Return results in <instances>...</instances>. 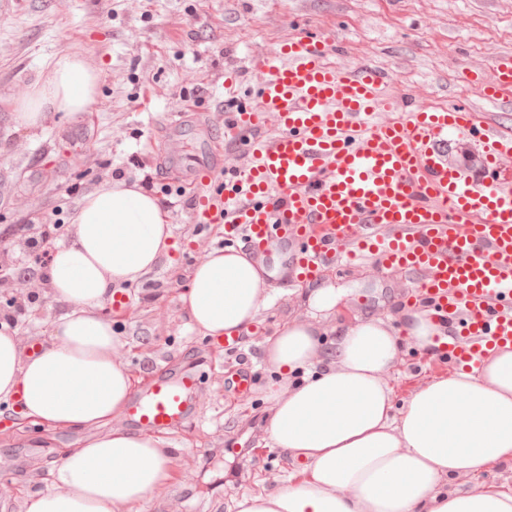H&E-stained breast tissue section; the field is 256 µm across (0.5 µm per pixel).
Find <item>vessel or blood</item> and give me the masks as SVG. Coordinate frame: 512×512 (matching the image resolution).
I'll return each instance as SVG.
<instances>
[{
	"mask_svg": "<svg viewBox=\"0 0 512 512\" xmlns=\"http://www.w3.org/2000/svg\"><path fill=\"white\" fill-rule=\"evenodd\" d=\"M333 42L289 38L255 56L260 106L228 113L222 132L198 121L197 155L175 135L160 142L188 186L216 179L193 219L220 224L234 240L245 229L255 262L282 258L269 284L316 277L341 258L376 255L411 273L404 301L424 302L450 319L437 343L456 363L477 364L512 345V129L453 104L416 105L409 90L387 93L393 78L371 65L338 69ZM484 93L512 109V53H493ZM277 127L267 138L264 128ZM253 132L246 168L211 173L223 141ZM473 141L481 165L448 162V138ZM192 372L147 382L129 400L125 423L160 433L195 409Z\"/></svg>",
	"mask_w": 512,
	"mask_h": 512,
	"instance_id": "1",
	"label": "vessel or blood"
}]
</instances>
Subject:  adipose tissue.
Here are the masks:
<instances>
[{
	"instance_id": "ef3b65f1",
	"label": "adipose tissue",
	"mask_w": 512,
	"mask_h": 512,
	"mask_svg": "<svg viewBox=\"0 0 512 512\" xmlns=\"http://www.w3.org/2000/svg\"><path fill=\"white\" fill-rule=\"evenodd\" d=\"M49 69L17 105L26 124L48 112L87 111L96 100L99 76L77 55L53 56ZM72 222L73 240L55 246L45 270L54 298L69 309L49 346L25 360L14 331L0 328V401H19L22 418L34 424L99 433L64 452L54 489L30 493L27 512H117L169 477L157 439L110 426L132 378L116 359L111 319L98 312L112 284L140 282L167 254V216L138 182L117 178L85 196ZM265 291L248 254L227 247L195 267L179 300L204 335L237 336L255 320ZM438 332L423 311L409 312L398 331L375 320L348 323L336 331L331 360L314 372L317 330L306 321L285 326L266 358L282 373L309 374L274 392L267 432L305 460V476L243 497L238 512H512L511 488L438 489L442 477L478 476L512 460V347L498 348L480 368L426 383L401 418L391 414L384 376L400 335L427 352Z\"/></svg>"
}]
</instances>
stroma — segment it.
<instances>
[{
  "label": "stroma",
  "instance_id": "1",
  "mask_svg": "<svg viewBox=\"0 0 512 512\" xmlns=\"http://www.w3.org/2000/svg\"><path fill=\"white\" fill-rule=\"evenodd\" d=\"M297 34L340 43L337 67L386 69L420 102L461 103L512 127V112L481 93L492 76L489 56L512 50V0H0V234L10 243L6 267L19 278L41 273L18 227L48 229L54 244L72 241L77 201L100 188L107 172L131 181L151 176L150 190L172 226L168 257L128 287L131 311L118 313L107 304L102 313L111 317L121 360L136 380L195 367L200 404L195 417L159 436L168 481L124 512H237L243 495L300 480L302 462L272 446L266 429L271 394L282 384L265 358L267 346L296 320L314 319L328 347L346 321L379 320L398 329L409 310L399 300L400 278L360 259L269 293L244 329L243 344L228 355L192 328L178 300L201 252L225 248L224 227L208 224L196 239L185 237L193 191L177 168L162 166L152 145L170 123L180 122L186 97L199 99L200 112L217 126L230 110L255 107L257 76H244L234 96H227L226 62ZM63 51L80 54L98 73L94 108L77 115L50 112L38 127L26 126L15 103L47 77L49 61ZM19 196L27 206L16 204ZM321 288L340 291L341 300L318 314L311 297ZM238 368L251 371L255 382L244 409L224 388L226 371ZM455 369L439 351L403 342L387 376L395 414L424 384ZM18 418L0 402V478L16 489L0 497V512H26V489L53 488L60 449L82 447L95 434L91 428L18 430Z\"/></svg>",
  "mask_w": 512,
  "mask_h": 512
}]
</instances>
